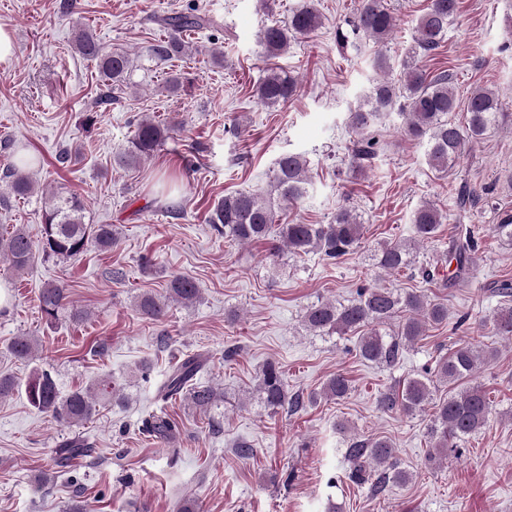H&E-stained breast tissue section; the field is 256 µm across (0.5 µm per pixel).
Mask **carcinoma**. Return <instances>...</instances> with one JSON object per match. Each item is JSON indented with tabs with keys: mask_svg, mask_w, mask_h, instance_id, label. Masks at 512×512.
<instances>
[{
	"mask_svg": "<svg viewBox=\"0 0 512 512\" xmlns=\"http://www.w3.org/2000/svg\"><path fill=\"white\" fill-rule=\"evenodd\" d=\"M460 9V0H428L427 7L413 26V45L408 59L402 64L400 79L390 75L393 65L379 52L373 59L376 74L371 81L366 100L348 113V126L357 135L351 148L352 171L363 169L364 162L377 152V142L369 136L372 126L396 114L402 119L400 132L424 146L427 165L440 175L448 173L468 146L483 139L490 132L509 122L499 94L492 89L478 87L463 102L457 98L452 77L442 71L431 74L419 65L417 57L436 51L444 41L448 26ZM167 32L166 38L151 49L158 62L181 58L190 51L183 39L186 32L214 29L217 23L194 6L156 19ZM322 25L317 9L306 3L293 10L288 22L273 25L261 34L260 46L270 56L288 50L291 41L307 36ZM396 27L394 13L386 0H357V6L345 26H336V42L341 47L355 46L363 40L377 45L391 38ZM76 49L86 59L96 63L106 92L100 98L105 104L130 81L133 62L126 53L107 51L92 33L82 30L76 37ZM297 88V79L281 71H271L260 80L255 95L268 106L285 104ZM466 113L465 124L456 123L451 113ZM170 129L158 122L143 119L136 128L127 152L119 159L123 166H132L140 158L148 157L169 138ZM12 193L26 196L34 190L31 176L24 168L14 165L6 170ZM307 160L300 154L282 155L274 174L277 197L240 191L224 195L208 215V223L224 231V237L248 244L264 240L278 231L281 245L293 255L318 253L327 260L339 261L362 243L363 224L357 214L343 206L328 224H276V200L293 203L309 192ZM85 205L74 194H55L47 202L43 213L40 237L33 238L23 227H16L7 236L0 237V257L6 258L10 268L21 273L30 268L36 254L42 252L63 259L81 255L93 243L108 249L116 238L110 224L85 223ZM447 215L430 202L423 203L414 212L413 237L405 242L383 244L375 253L376 267L385 274H395L416 263V247L436 237ZM478 241L473 231L465 229L448 238V264L454 266L446 279L449 285L469 281L477 262ZM493 293L499 297V307L491 317L492 332L512 342V281H497ZM67 286L48 283L40 290V308L49 319L62 313L79 320L82 314L67 309ZM199 299V288L187 276L170 280L167 294H142L137 297L139 314L151 321L161 320L169 303L193 304ZM408 313L394 330L381 328L392 324L400 312ZM304 321L310 330L320 335L345 334L362 328L367 332L359 337V355L374 364L395 365L404 352L425 335L428 327L448 321V307L426 299L416 289L399 292L387 287H361L357 297L347 303L319 301L308 306ZM10 353L19 359L34 358L36 341L30 336H17L9 344ZM496 349L476 339L464 340L440 357L433 369L418 378L403 383L398 390L380 393L377 405L384 413L402 412L415 415L432 407L427 428L430 449L428 461L440 463L461 454V444L480 432L488 423L492 404L483 388L472 384L480 366L495 357ZM203 356L189 355L176 362L158 389L164 399L181 393L195 407L206 410L217 399L210 386L194 383L203 369ZM448 387V396L436 399L433 389ZM259 389L265 409L271 412H297L305 406L300 394H288L282 373L273 363L261 371ZM352 390L351 380L343 373L332 375L324 383L319 396L341 399ZM27 397L40 413L49 416L61 426L86 422L96 412L98 398L114 399L117 391L109 382L103 383L97 393L75 390L63 396L50 373L37 372L28 382ZM142 431L160 442L171 440L177 433V424L165 416L154 414L143 420ZM350 477L359 483L369 482L381 490L386 482L405 484L410 473L399 467L397 451L386 437L360 440L349 439L345 452Z\"/></svg>",
	"mask_w": 512,
	"mask_h": 512,
	"instance_id": "cac0c4a2",
	"label": "carcinoma"
}]
</instances>
